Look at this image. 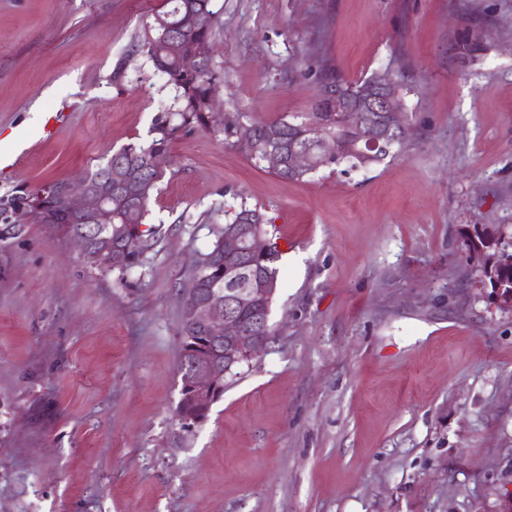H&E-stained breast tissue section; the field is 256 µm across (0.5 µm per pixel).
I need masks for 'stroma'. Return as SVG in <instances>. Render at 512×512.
<instances>
[{
  "mask_svg": "<svg viewBox=\"0 0 512 512\" xmlns=\"http://www.w3.org/2000/svg\"><path fill=\"white\" fill-rule=\"evenodd\" d=\"M162 3L0 0V195L149 139L172 92L136 43ZM212 9L224 111H312L327 68L397 78L410 135L393 161L292 182L181 132L146 218L167 234L123 275L42 224L0 242V512H499L512 311L465 239L512 234V0ZM243 204L280 251L274 334L188 427L181 293Z\"/></svg>",
  "mask_w": 512,
  "mask_h": 512,
  "instance_id": "obj_1",
  "label": "stroma"
}]
</instances>
